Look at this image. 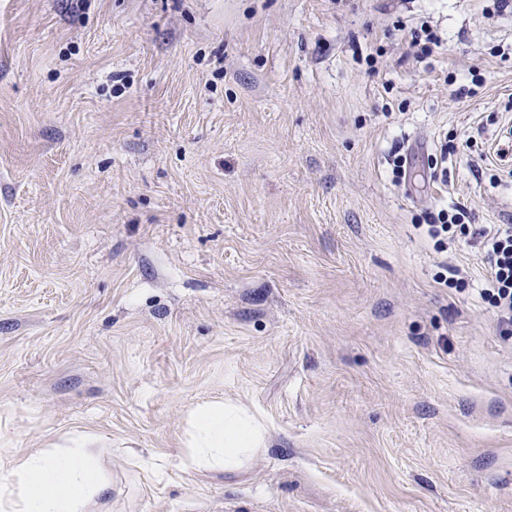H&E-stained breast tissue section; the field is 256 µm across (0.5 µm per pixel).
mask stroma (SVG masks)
I'll use <instances>...</instances> for the list:
<instances>
[{
	"instance_id": "stroma-1",
	"label": "stroma",
	"mask_w": 512,
	"mask_h": 512,
	"mask_svg": "<svg viewBox=\"0 0 512 512\" xmlns=\"http://www.w3.org/2000/svg\"><path fill=\"white\" fill-rule=\"evenodd\" d=\"M507 48L512 0H0L9 452L94 432L93 512H512V337L418 231L512 224ZM212 400L268 430L232 472ZM441 42L438 31L428 26H421L419 31L412 33L409 43L410 52L419 58L431 49L432 45L437 46ZM188 462L197 468L234 471L256 448L265 447L266 429L232 402L203 404L191 411Z\"/></svg>"
}]
</instances>
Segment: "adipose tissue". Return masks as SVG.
<instances>
[{"mask_svg": "<svg viewBox=\"0 0 512 512\" xmlns=\"http://www.w3.org/2000/svg\"><path fill=\"white\" fill-rule=\"evenodd\" d=\"M190 418L191 466L233 471L265 445L263 424L237 404H203ZM69 443L63 453L0 457V512H86L89 503L107 496L110 484L92 464L97 435L77 431Z\"/></svg>", "mask_w": 512, "mask_h": 512, "instance_id": "1", "label": "adipose tissue"}]
</instances>
